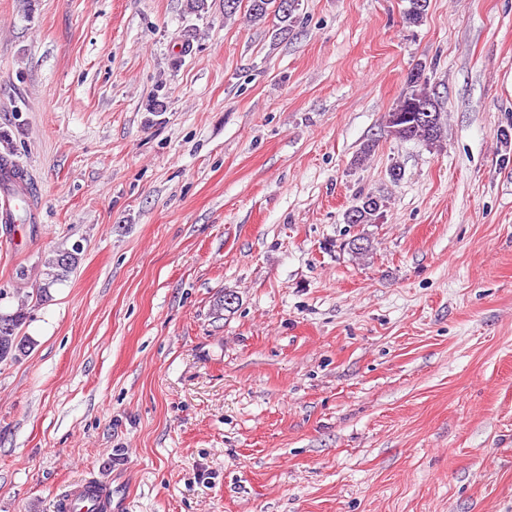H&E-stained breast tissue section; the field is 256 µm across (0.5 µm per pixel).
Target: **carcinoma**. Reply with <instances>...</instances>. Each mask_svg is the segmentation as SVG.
<instances>
[{
  "mask_svg": "<svg viewBox=\"0 0 512 512\" xmlns=\"http://www.w3.org/2000/svg\"><path fill=\"white\" fill-rule=\"evenodd\" d=\"M247 15L251 22L264 24L269 18L277 23L273 25L274 37L284 38L298 21L299 0H247ZM429 0H408L404 12L405 22L409 25L420 24L427 14ZM427 110L432 120L422 123L415 115ZM388 127L396 129L395 138L403 141H421L434 145L442 140L443 121L438 112L435 93L429 85L424 69L414 68L408 75L406 88L395 108L388 113ZM386 199L382 196L367 194L357 198L352 206L359 224H377L383 218ZM80 248L61 251L48 262L49 271L44 286L39 291V300L49 298L50 288L67 277L79 263ZM26 321V312L20 308L12 313L0 311V363L13 361L26 354L31 346L29 338L21 335Z\"/></svg>",
  "mask_w": 512,
  "mask_h": 512,
  "instance_id": "obj_1",
  "label": "carcinoma"
}]
</instances>
